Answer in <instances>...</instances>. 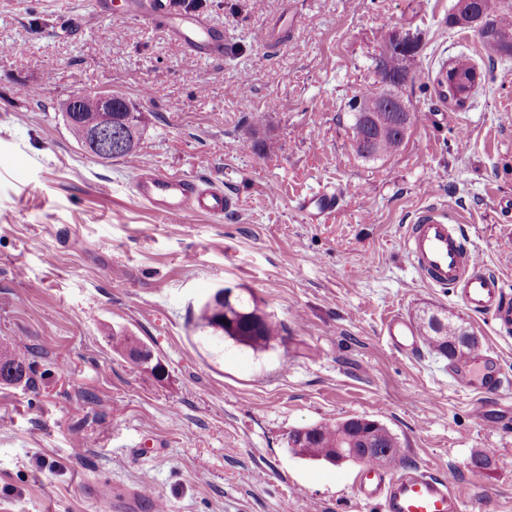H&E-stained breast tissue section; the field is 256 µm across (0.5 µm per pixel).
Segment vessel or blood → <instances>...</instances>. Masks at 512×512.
<instances>
[{"label":"vessel or blood","mask_w":512,"mask_h":512,"mask_svg":"<svg viewBox=\"0 0 512 512\" xmlns=\"http://www.w3.org/2000/svg\"><path fill=\"white\" fill-rule=\"evenodd\" d=\"M126 12L146 22L166 23L185 44L187 60L219 59L226 53L221 32L191 14L171 17L169 0H128ZM134 187L156 210L186 217L220 216L232 206L217 186L163 174L150 166L138 168ZM300 207L315 222L333 209L334 197L320 193L304 198ZM406 249L425 282L457 289L467 309L490 315L497 326L512 330V297L506 283L486 268L462 225L452 223L443 212L423 211L408 227ZM384 332L397 351L411 354L419 345L415 325L402 315H389ZM458 383L481 393L494 390L501 384L500 370L487 365L483 353L473 352L460 366ZM357 492L362 501L378 503L381 512H462V499L448 478L401 464L386 470L368 466L357 482Z\"/></svg>","instance_id":"obj_1"}]
</instances>
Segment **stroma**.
Returning <instances> with one entry per match:
<instances>
[{
    "mask_svg": "<svg viewBox=\"0 0 512 512\" xmlns=\"http://www.w3.org/2000/svg\"><path fill=\"white\" fill-rule=\"evenodd\" d=\"M454 0H170L223 33L222 65L128 16L124 0H0V346L31 363L0 383V512H124L88 484L148 486L165 512H380L354 464L289 453L294 429L384 424L404 464L444 475L464 512H512V333L426 284L409 224L437 206L512 285V59L488 61ZM272 25L280 45L257 43ZM396 29L418 50L403 89L415 119L399 149L354 146L347 104L382 87ZM483 77L468 111L438 98L443 63ZM82 91L140 117L135 160L103 161L59 110ZM222 185L224 217L154 212L135 164ZM322 222L298 208L320 189ZM257 303L280 336L253 350L197 325L222 289ZM427 311L462 322L504 375L478 397L428 347L392 348L384 321ZM136 337L154 373L112 349ZM479 448L490 468L471 467Z\"/></svg>",
    "mask_w": 512,
    "mask_h": 512,
    "instance_id": "1",
    "label": "stroma"
}]
</instances>
